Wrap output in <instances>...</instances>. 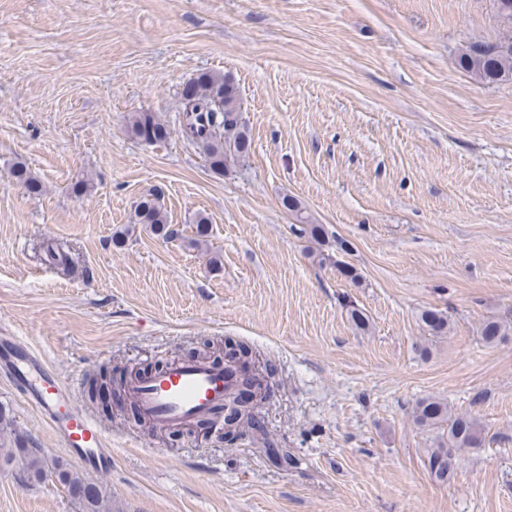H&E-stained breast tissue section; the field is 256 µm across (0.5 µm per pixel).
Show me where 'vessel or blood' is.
<instances>
[{"label":"vessel or blood","mask_w":512,"mask_h":512,"mask_svg":"<svg viewBox=\"0 0 512 512\" xmlns=\"http://www.w3.org/2000/svg\"><path fill=\"white\" fill-rule=\"evenodd\" d=\"M0 379L38 412L75 460L92 470H111L112 451L102 425L76 402L70 384L40 354L15 337L0 336ZM234 385V376L223 366L193 357L130 378L125 392L155 427L188 429L199 419L215 416Z\"/></svg>","instance_id":"b4317fda"}]
</instances>
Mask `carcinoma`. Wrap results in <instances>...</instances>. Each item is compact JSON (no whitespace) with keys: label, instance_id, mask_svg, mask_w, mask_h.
I'll list each match as a JSON object with an SVG mask.
<instances>
[{"label":"carcinoma","instance_id":"carcinoma-1","mask_svg":"<svg viewBox=\"0 0 512 512\" xmlns=\"http://www.w3.org/2000/svg\"><path fill=\"white\" fill-rule=\"evenodd\" d=\"M458 65L486 83L512 80V34L493 43L470 46L459 55ZM183 91L190 93L183 108V132L202 151L210 169L222 175L230 164L243 161L251 149L238 87L230 75L206 71L188 81ZM127 132L147 143L163 142L168 137L167 127L149 112H137L130 117ZM12 174L30 192H40L38 180L26 167L19 165ZM134 215L135 223L148 224L157 234L172 236L159 195L141 197L134 207ZM421 320L434 334H443L448 327V318L437 310L423 311ZM511 332L512 321L503 319L488 320L481 328V336L488 343ZM414 418L420 425L446 430L439 446L427 454V470L438 480L447 477L457 451L478 448L482 443V428L476 418L453 414L437 400L421 401L415 408ZM12 455L21 478L36 479L45 474L46 462L39 449L32 447L30 439H17ZM53 473L68 495L82 506L83 512H112V504L104 499L100 488L77 471L57 463Z\"/></svg>","mask_w":512,"mask_h":512}]
</instances>
